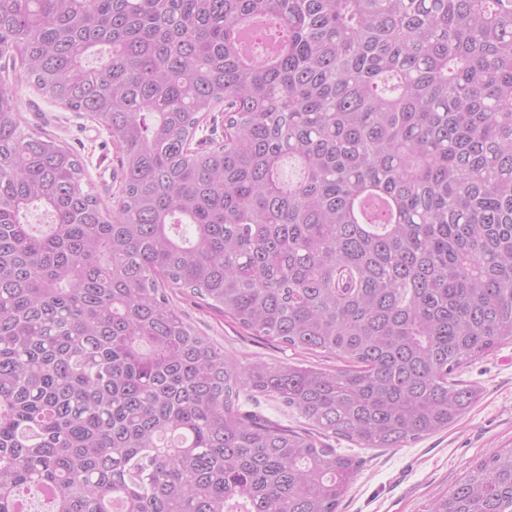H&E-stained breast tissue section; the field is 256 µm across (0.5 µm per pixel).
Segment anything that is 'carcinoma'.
Instances as JSON below:
<instances>
[{"label":"carcinoma","mask_w":512,"mask_h":512,"mask_svg":"<svg viewBox=\"0 0 512 512\" xmlns=\"http://www.w3.org/2000/svg\"><path fill=\"white\" fill-rule=\"evenodd\" d=\"M3 56L122 178L102 210L0 78V512H336L358 468L321 437L401 448L476 402L451 375L512 340V0H0ZM169 288L355 368L240 365ZM427 512H512V448ZM224 136V112L220 109L206 112L200 123V130L191 143L194 150L210 147V139H221ZM206 141V143H205ZM240 409L246 413H258L264 415L280 425L288 427H303L296 415H293L284 405L275 400L259 397H241Z\"/></svg>","instance_id":"cac0c4a2"}]
</instances>
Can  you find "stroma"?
I'll use <instances>...</instances> for the list:
<instances>
[{
  "instance_id": "stroma-1",
  "label": "stroma",
  "mask_w": 512,
  "mask_h": 512,
  "mask_svg": "<svg viewBox=\"0 0 512 512\" xmlns=\"http://www.w3.org/2000/svg\"><path fill=\"white\" fill-rule=\"evenodd\" d=\"M0 76L15 92L22 127L69 146L82 162L84 188L102 208L115 209L120 151L109 132L85 113L51 101L28 82L22 68L6 67ZM168 296L198 335L239 362L259 358L338 370L347 367L336 357L252 335L186 291L172 289ZM456 378L477 387L481 395L448 429L401 448H362L345 439H331V447L352 456L359 468L358 479L337 512H425L432 498L454 485L477 460L494 449L512 448V341L462 367Z\"/></svg>"
}]
</instances>
